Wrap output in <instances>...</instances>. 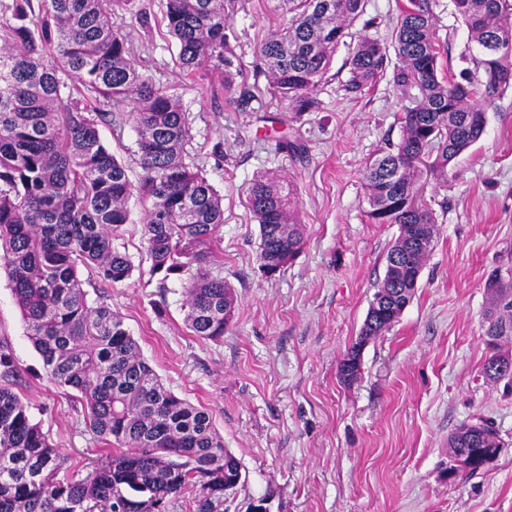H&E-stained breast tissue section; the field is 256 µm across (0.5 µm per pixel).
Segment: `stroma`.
I'll return each instance as SVG.
<instances>
[{
    "instance_id": "obj_1",
    "label": "stroma",
    "mask_w": 512,
    "mask_h": 512,
    "mask_svg": "<svg viewBox=\"0 0 512 512\" xmlns=\"http://www.w3.org/2000/svg\"><path fill=\"white\" fill-rule=\"evenodd\" d=\"M148 25L121 24L141 72L180 95L190 114L188 151L223 198L212 267L232 284L237 308L223 339L191 336L181 288L160 292L143 248L145 204L131 199V221L118 241L133 266L130 280L96 284L89 302L122 317L144 358L178 397L209 409L245 478L224 512H248L254 499L270 512H512V388L483 379L486 280L499 270L512 284V89L486 109L481 139L448 167L425 176L424 199L436 220L433 248L418 288L398 321L362 351L360 377L344 383L338 365L358 336L386 272L398 227L368 217L362 171L401 136L391 73L369 94L346 98L339 46L320 85V107L291 119L271 92L256 49L286 15L268 0H237L230 47L246 108L226 107L221 78L191 76L162 21L163 0H134ZM443 67L470 65L467 29L451 0H437ZM298 142L302 157L277 148ZM270 172L290 184L304 245L273 277L259 268V228L247 208L253 176ZM0 343L11 347L14 389L62 448L70 473L100 453L82 403L40 376L5 272L0 271ZM486 419L502 441L499 457L450 482L448 437L462 422Z\"/></svg>"
}]
</instances>
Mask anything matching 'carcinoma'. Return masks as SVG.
<instances>
[{"label": "carcinoma", "instance_id": "obj_1", "mask_svg": "<svg viewBox=\"0 0 512 512\" xmlns=\"http://www.w3.org/2000/svg\"><path fill=\"white\" fill-rule=\"evenodd\" d=\"M288 25L265 37L257 56L273 89L300 116L319 108L318 86L368 0H274ZM481 52L462 80L442 73L447 47L437 36L435 0H397L392 46L361 36L347 57L344 90L365 95L384 75L389 50L397 63L402 135L362 176L376 224L399 234L373 301L390 297L396 316L415 294L437 228L417 183L421 171L446 177L448 166L483 135L485 106L512 88V0H451ZM133 0H0V267L11 284L50 383L77 393L90 431L103 445L74 480L68 457L34 422L29 406L0 384V512H168L192 494V512H224V485L242 480L240 460L224 447L212 416L178 398L140 352L121 317L87 299L81 270L102 283L129 280L133 265L115 245L130 221L134 194L151 200L142 225L151 272L159 287L182 286L185 323L202 340L224 337L237 295L208 266L224 223L222 199L190 159L189 113L179 96L140 73L113 16ZM234 0H165L162 20L175 40L183 71L224 73L225 103L242 109L250 90L235 82L229 49ZM112 107L115 127L136 131L130 169L103 141L99 105ZM249 209L259 226L261 270L284 267L303 244L292 190L270 173L254 176ZM493 309L485 329L492 353L483 374L512 362L496 340L512 335V289L492 271ZM388 317L363 323L339 364L345 383L357 380L361 352L388 330ZM11 350L0 346V379L15 377ZM499 442L487 423L459 425L451 453H489Z\"/></svg>", "mask_w": 512, "mask_h": 512}]
</instances>
